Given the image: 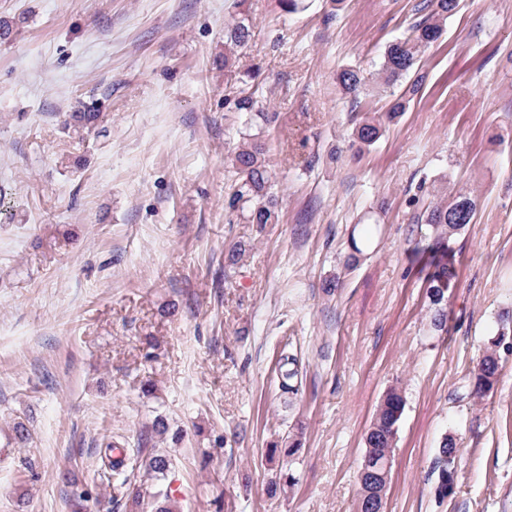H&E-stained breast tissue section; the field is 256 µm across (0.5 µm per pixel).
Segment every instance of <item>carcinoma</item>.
Segmentation results:
<instances>
[{"mask_svg": "<svg viewBox=\"0 0 512 512\" xmlns=\"http://www.w3.org/2000/svg\"><path fill=\"white\" fill-rule=\"evenodd\" d=\"M459 6V0H421L416 5L419 14L410 33L391 42L383 55L380 71L388 85L404 83L403 91L396 97L389 112L388 119L393 120L406 111L409 103L419 93L422 78L411 77L419 56L438 41L445 31L447 21ZM224 65L235 62L239 49L245 47L251 39L249 19L242 17L225 33ZM337 81L342 89L358 95L361 79L358 71L345 68L337 74ZM358 144L370 147L381 137L380 121L363 117L353 131ZM235 175V188L229 197L228 207L233 211L241 210L251 224H274L278 215L274 210L270 195L271 172L262 144L253 138H247L236 148L232 158ZM475 206L466 195H458L451 203L436 204L428 208L425 223L432 229L430 242L426 250L431 254L433 271L426 280V294L429 299L431 322L434 327L442 326L444 305L448 301V292L455 287L456 270L454 259L448 253V241L465 225L472 223ZM499 364L497 350L489 347L480 360V372L475 374L472 393L480 396L486 389H492L498 379ZM405 401L396 388L389 389L381 399L375 417L366 436V449L361 467L372 457L386 458L394 448L397 424L404 412ZM152 437L140 436L139 448L126 452L118 458L113 451L120 442L104 444V458L108 459L101 472V478L115 487L127 489L136 483L141 474L156 479L165 476L171 466V459L162 452L143 455ZM459 448L451 437H444L438 448L435 470L438 479L448 480V475L457 471ZM386 492L384 485L378 481L366 483L359 487L358 504L364 506L360 512H370L365 508L369 503L381 508V494Z\"/></svg>", "mask_w": 512, "mask_h": 512, "instance_id": "obj_1", "label": "carcinoma"}]
</instances>
